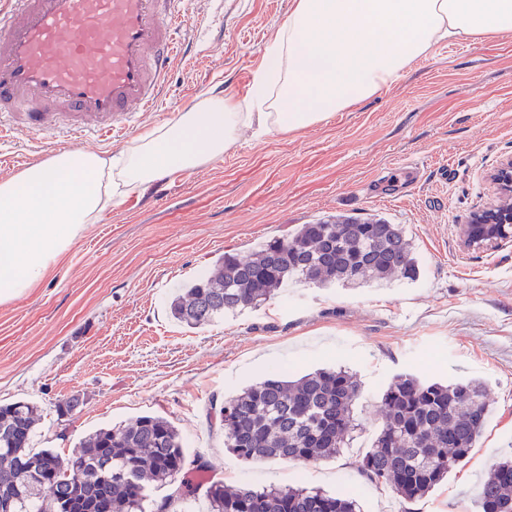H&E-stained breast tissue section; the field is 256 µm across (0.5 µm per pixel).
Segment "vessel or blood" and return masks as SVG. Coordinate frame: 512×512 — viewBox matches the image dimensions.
<instances>
[{
    "instance_id": "b4317fda",
    "label": "vessel or blood",
    "mask_w": 512,
    "mask_h": 512,
    "mask_svg": "<svg viewBox=\"0 0 512 512\" xmlns=\"http://www.w3.org/2000/svg\"><path fill=\"white\" fill-rule=\"evenodd\" d=\"M183 0H0V138L118 142L191 46Z\"/></svg>"
}]
</instances>
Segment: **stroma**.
Segmentation results:
<instances>
[{
	"mask_svg": "<svg viewBox=\"0 0 512 512\" xmlns=\"http://www.w3.org/2000/svg\"><path fill=\"white\" fill-rule=\"evenodd\" d=\"M199 26L177 68L159 127L212 93L245 98L292 0H188ZM25 132L0 143V181L54 154ZM512 156V38L437 45L361 106L294 133L243 128L220 159L151 185L87 225L57 268L0 303V403L28 400L34 445L70 455L95 429L141 415L177 426L188 458L206 456L225 487L302 486L348 494L361 512H478L477 488L512 447V240L466 250L457 227L497 204L486 175ZM410 160L417 174L397 172ZM337 215L400 224L417 280L385 286H294L258 309L191 329L171 296L224 253L245 257L296 225ZM356 374L358 427L336 459L239 462L207 413L274 369ZM486 381L490 413L468 461L429 495L404 502L356 462L383 424L382 394L399 373ZM79 408L58 417L60 400Z\"/></svg>",
	"mask_w": 512,
	"mask_h": 512,
	"instance_id": "stroma-1",
	"label": "stroma"
}]
</instances>
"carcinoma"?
Instances as JSON below:
<instances>
[{"label": "carcinoma", "instance_id": "carcinoma-1", "mask_svg": "<svg viewBox=\"0 0 512 512\" xmlns=\"http://www.w3.org/2000/svg\"><path fill=\"white\" fill-rule=\"evenodd\" d=\"M411 239L400 224L336 218L301 224L272 238L245 259L230 253L184 289L171 304L179 322L198 328L226 313L256 308L290 284L320 286L416 279ZM356 376L319 369L296 380L273 373L224 399L216 411L224 445L244 463L318 462L336 457L355 427ZM383 425L359 462L367 480L391 487L403 501L429 494L463 464L482 433L489 403L475 380L448 384L398 374L382 396ZM38 406L26 400L0 404V503L11 512H176L201 497L208 512H356L343 494L306 488H224L220 481L178 479L186 452L178 428L158 415L89 434L68 457L33 446ZM111 479L95 470L104 464ZM28 477L23 492L19 477ZM179 483L159 499L153 492ZM481 512H512V451L483 481Z\"/></svg>", "mask_w": 512, "mask_h": 512}]
</instances>
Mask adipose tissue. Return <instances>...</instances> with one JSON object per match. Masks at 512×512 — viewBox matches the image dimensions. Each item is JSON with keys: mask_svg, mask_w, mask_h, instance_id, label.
<instances>
[{"mask_svg": "<svg viewBox=\"0 0 512 512\" xmlns=\"http://www.w3.org/2000/svg\"><path fill=\"white\" fill-rule=\"evenodd\" d=\"M511 36L512 0H293L246 99L203 98L111 157L62 152L0 181V302L39 286L107 209L221 158L241 128L298 131L378 96L440 43Z\"/></svg>", "mask_w": 512, "mask_h": 512, "instance_id": "ef3b65f1", "label": "adipose tissue"}]
</instances>
